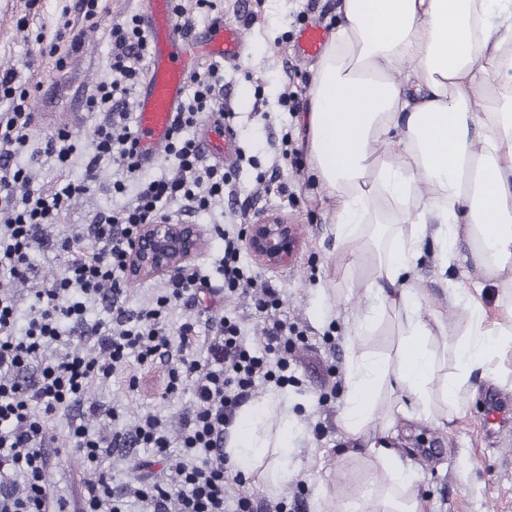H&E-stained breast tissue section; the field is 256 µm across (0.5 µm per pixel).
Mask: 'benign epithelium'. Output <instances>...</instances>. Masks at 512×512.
<instances>
[{
    "label": "benign epithelium",
    "instance_id": "7a95c632",
    "mask_svg": "<svg viewBox=\"0 0 512 512\" xmlns=\"http://www.w3.org/2000/svg\"><path fill=\"white\" fill-rule=\"evenodd\" d=\"M245 240L252 256L269 268L291 264L300 247L295 225L276 214L249 225ZM204 244V232L198 224L168 221L145 224L128 255L129 276L140 280L175 273Z\"/></svg>",
    "mask_w": 512,
    "mask_h": 512
}]
</instances>
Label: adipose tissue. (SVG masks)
I'll return each mask as SVG.
<instances>
[{
  "label": "adipose tissue",
  "instance_id": "obj_1",
  "mask_svg": "<svg viewBox=\"0 0 512 512\" xmlns=\"http://www.w3.org/2000/svg\"><path fill=\"white\" fill-rule=\"evenodd\" d=\"M341 12L304 114L307 154L336 199L337 245L349 265L368 261V304L351 332L368 335L390 315L398 336L393 353L348 359L339 425L358 440L377 421L386 431L401 418L445 425L472 373L512 344L511 323L490 332L471 312L453 348L457 371L440 375L445 325L422 315L407 278L427 236L444 264L464 236L474 263L512 288V0H342ZM389 379L394 398L381 416ZM288 436V408L268 396L242 407L226 452L243 471L269 470L274 491L288 478ZM366 452L389 490L365 479L344 512H420L415 468L381 446Z\"/></svg>",
  "mask_w": 512,
  "mask_h": 512
}]
</instances>
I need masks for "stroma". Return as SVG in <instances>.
<instances>
[{
  "mask_svg": "<svg viewBox=\"0 0 512 512\" xmlns=\"http://www.w3.org/2000/svg\"><path fill=\"white\" fill-rule=\"evenodd\" d=\"M103 11L96 28L87 31L81 44L69 51L63 70L42 62L35 70L27 63L40 59L43 48L55 36L62 14L77 18L76 0H0V66L15 69L29 91V105L38 124L33 144H40L58 130L68 132L78 152L68 166L42 157L39 164L20 154L15 162L30 168L31 187L51 189L64 177L84 172L96 120L83 108L84 100L110 76V32L113 24L143 14V0H102ZM341 0H215L214 10L187 9L181 22L205 32L218 21H236L243 28L245 51L238 60L221 65L224 90L219 107L234 134V159L224 169L231 174L233 202L223 208L193 212L190 223L210 229L223 225L226 232H246L249 224L266 213H276L295 224L301 247L292 265L267 268L241 253V264L279 293L277 318L287 320L303 340L292 353L289 373L288 416L294 446L290 452L291 474L277 493L266 490L265 475L255 471L242 483L230 484L231 498L246 497L252 504L301 502V512H341L345 499L368 475L379 472L376 460L360 452L357 441L347 437L338 422L344 406L345 368L352 349L385 354L397 340L392 320L379 323L371 335L352 336L348 319L365 305L359 268H350L336 246V201L313 176L302 145L301 117L309 100L315 61L297 59L293 53L296 32L318 23L335 30ZM118 168L106 165L99 171L89 194L64 211L53 234L75 232L100 212L128 202V195L113 193L121 179ZM224 244L209 237L206 247L193 257L207 280L191 302L174 305L168 319L169 333L188 317L199 321L196 353L205 356L223 318L235 320L244 342L258 346L263 323L255 310L252 291L225 290L218 273ZM457 256L441 267L435 253H426L411 276L423 294L425 311L443 320L448 340L465 332L470 308H477L484 328L495 329L512 321V294L496 279L487 277L471 259L466 239H459ZM34 270L28 283L0 274V288L10 289L18 310V327H25L34 293L52 287L64 272V261L52 249L33 253ZM168 357L152 366L130 364L128 371L93 384L87 402L97 404L101 416L89 419L91 431L103 434L130 429L147 412L164 416L170 426L171 448L167 459L154 457L148 448H120L97 466H90L69 445L71 414L58 413L49 423V452L55 463L45 474L49 492L64 503L67 512H78L89 483L109 475L113 484L133 487L161 481L171 493L182 489L176 472L180 452L179 424L190 410L192 387L167 395L161 379ZM140 378L137 390L128 387L129 374ZM512 401V344L501 347L487 364L485 376H472L470 390L456 416L446 426L424 423L399 425L385 445L401 462L420 463L422 469L412 489L421 512H512V422L497 433L484 424L488 392ZM122 417L112 422L108 411Z\"/></svg>",
  "mask_w": 512,
  "mask_h": 512,
  "instance_id": "obj_1",
  "label": "stroma"
}]
</instances>
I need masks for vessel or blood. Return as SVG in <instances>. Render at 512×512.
Returning <instances> with one entry per match:
<instances>
[{"label":"vessel or blood","instance_id":"b4317fda","mask_svg":"<svg viewBox=\"0 0 512 512\" xmlns=\"http://www.w3.org/2000/svg\"><path fill=\"white\" fill-rule=\"evenodd\" d=\"M147 25L153 51L147 79L135 114L137 150L143 161L156 160L164 152L186 79L201 57L236 60L242 54L243 33L233 22H217L203 37L189 34L176 18L173 0H147ZM328 43L320 25L302 28L294 43L301 59L318 58Z\"/></svg>","mask_w":512,"mask_h":512}]
</instances>
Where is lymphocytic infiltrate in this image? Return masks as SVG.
<instances>
[{
    "mask_svg": "<svg viewBox=\"0 0 512 512\" xmlns=\"http://www.w3.org/2000/svg\"><path fill=\"white\" fill-rule=\"evenodd\" d=\"M111 40L112 78L86 101L89 113L103 112L107 118L95 128L83 179L48 193L32 191L27 169L15 163L16 154L29 143L37 116L28 109V94L18 87L15 72L0 70V98L13 102L11 112L0 116V267L14 279H26L33 268L32 251L46 246L56 249L65 264V273L53 288L36 291L22 335L12 332L16 318L12 296L0 290V469L8 466L24 477L23 492L0 493V512H44L49 496L44 476L51 462L46 450L51 416L83 408L88 388L110 379L129 360L146 366L160 355L171 361L165 393H176L185 381L195 383V402L182 421L179 437L183 452L176 471L182 491L174 495L158 483L133 490L116 488L111 478L103 476L89 484L81 512H127L132 498L145 502L152 512H253L249 499L232 502L226 494L227 485L240 476L228 466L224 430L258 383L288 381V355L294 341L287 321L267 316L279 304L275 289L263 287L255 303L257 312L266 317L260 350L248 348L239 326L224 319L203 361L194 352L197 319H185L173 337L164 328L172 304L196 297L203 283L197 270L186 267L171 276L155 302L136 313H128L121 301L127 257L143 225L168 218L167 207L172 203L183 204L189 211L224 203L227 173L222 166L205 163L199 143L189 134L213 109L221 82L219 70L213 66L188 79L166 146L179 175L146 178L130 130V96L143 82L150 46L136 17L115 24ZM105 160L124 171L126 179L135 180L132 200L111 213L96 214L75 234L48 239V225L75 197L89 191ZM84 237L93 241L94 251L79 247ZM98 303L105 305L111 318L96 326L95 351L86 353L76 347L62 357H51V350L63 342L60 325L84 324L89 305ZM32 362L39 365L37 380H20V370ZM70 443L95 464L115 448H151L157 457H164L170 437L161 416L148 413L132 429L110 435L72 423Z\"/></svg>",
    "mask_w": 512,
    "mask_h": 512,
    "instance_id": "obj_1",
    "label": "lymphocytic infiltrate"
}]
</instances>
